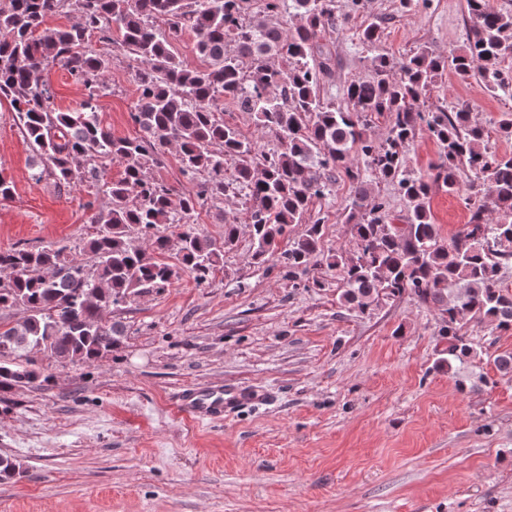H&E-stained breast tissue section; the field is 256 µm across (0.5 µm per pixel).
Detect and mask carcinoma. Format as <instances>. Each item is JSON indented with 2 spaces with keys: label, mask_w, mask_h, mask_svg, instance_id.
Returning a JSON list of instances; mask_svg holds the SVG:
<instances>
[{
  "label": "carcinoma",
  "mask_w": 512,
  "mask_h": 512,
  "mask_svg": "<svg viewBox=\"0 0 512 512\" xmlns=\"http://www.w3.org/2000/svg\"><path fill=\"white\" fill-rule=\"evenodd\" d=\"M72 6L77 22L43 28L47 16ZM466 8L470 33L463 48L443 56L417 47L397 64L379 52L384 29L368 23L360 40L376 52L371 77L351 82L338 105L321 95L334 66L322 34L347 23L336 0H0V96L10 100L35 152L31 179L92 183L109 199L92 217L86 260L61 248L0 251V309L23 313L3 332L12 337L10 351L19 358L35 350L62 364L102 360L124 336L103 311L145 289L164 288L184 271L199 283L212 279L238 242L237 222H224L218 239L181 232L173 262L165 260L170 239L164 230L189 223L205 204L232 193L248 204L254 263L277 254L295 277L307 274L319 256L339 272L342 304L363 314L384 299L410 295L438 312V333L448 339L441 362L476 356L462 333L464 317L512 328V290L501 285V272L512 268V153L489 149L469 105L430 107L425 98L449 68L512 96V67H504L512 60V13L491 12L484 0H466ZM292 14L301 24L290 29ZM187 32L202 67L173 51ZM114 33L136 85L130 117L141 134L133 138L114 137L97 111L112 54L90 44H110ZM55 65L86 91L73 111L55 108L45 79ZM226 102L250 113L278 145L262 148L224 123ZM381 115L390 126L378 143L368 130ZM421 131L438 146L429 179L414 175L406 162ZM171 144L196 190L178 191L149 175L163 165ZM96 160L119 162L121 176L103 180ZM462 167L473 176L474 201L468 224L446 239L432 218L429 181L454 193ZM341 175L355 185L345 218L352 248L323 256L326 216L311 209L335 192ZM371 176L397 186L406 203L402 225L393 223L385 199L371 196ZM490 206L495 222L485 218ZM304 221L306 233L278 252L288 227ZM26 385L47 387L49 378L29 358L0 362V393ZM26 477V470L0 458V481Z\"/></svg>",
  "instance_id": "1"
}]
</instances>
